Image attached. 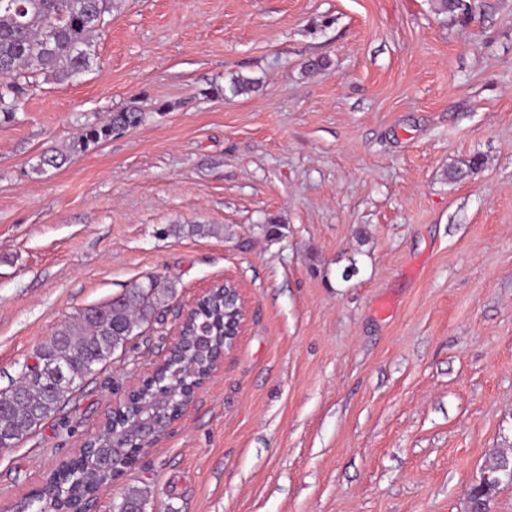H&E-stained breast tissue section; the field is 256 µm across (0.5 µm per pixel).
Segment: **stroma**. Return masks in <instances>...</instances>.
Instances as JSON below:
<instances>
[{
	"label": "stroma",
	"instance_id": "obj_1",
	"mask_svg": "<svg viewBox=\"0 0 512 512\" xmlns=\"http://www.w3.org/2000/svg\"><path fill=\"white\" fill-rule=\"evenodd\" d=\"M96 53L0 118V388L74 313L151 276L173 294L0 451V512L227 279L247 317L219 375L96 512L132 487L147 512H467L512 456V0L458 22L433 0H112ZM140 120L141 113L136 107H130L125 110L112 113L107 122L87 127L81 136V141L86 145L90 143H98L110 136L113 130L136 126Z\"/></svg>",
	"mask_w": 512,
	"mask_h": 512
}]
</instances>
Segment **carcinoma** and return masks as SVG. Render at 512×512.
I'll list each match as a JSON object with an SVG mask.
<instances>
[{
  "label": "carcinoma",
  "instance_id": "cac0c4a2",
  "mask_svg": "<svg viewBox=\"0 0 512 512\" xmlns=\"http://www.w3.org/2000/svg\"><path fill=\"white\" fill-rule=\"evenodd\" d=\"M473 7L474 0H435L436 13L451 19L472 14ZM111 11L112 0H0V114L12 116L20 110L32 75L65 83L86 72L96 59L95 42ZM140 120L136 107L114 112L107 122L87 127L81 141L95 144ZM170 292L150 277L58 324L35 354L47 369L36 372L26 365L18 381L0 389V450L15 446L54 416L94 367L126 344L133 328L159 316ZM222 346L224 293L216 291L200 300L182 345L168 357L169 366L141 389L124 413L111 417L87 441L79 459L62 462L39 492L17 503L15 512H79L87 497L135 457L130 430L136 417L160 396L170 399V412L185 398L187 380L176 376V364L192 357L202 372ZM506 479L505 473L489 470L471 488L484 512ZM146 506V498L132 490L113 503V512H146Z\"/></svg>",
  "mask_w": 512,
  "mask_h": 512
}]
</instances>
